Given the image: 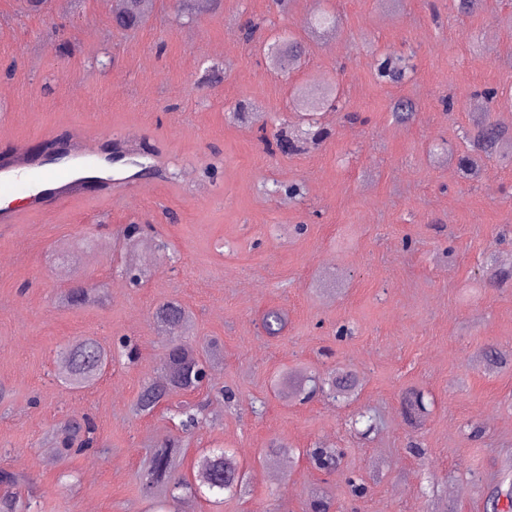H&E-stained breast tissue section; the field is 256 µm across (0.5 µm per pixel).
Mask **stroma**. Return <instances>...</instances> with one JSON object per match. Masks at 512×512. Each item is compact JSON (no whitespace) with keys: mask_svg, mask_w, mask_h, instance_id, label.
<instances>
[{"mask_svg":"<svg viewBox=\"0 0 512 512\" xmlns=\"http://www.w3.org/2000/svg\"><path fill=\"white\" fill-rule=\"evenodd\" d=\"M23 0H0V69L13 68L0 95V150L98 129L103 138L138 135L177 167V183L117 182L69 200L21 209L0 226V467L35 489L29 512H153L138 472L151 447L176 435L163 412L134 414L142 384L161 371L166 337L152 311L175 300L195 317L197 343L215 339L224 358L211 396L181 392L169 403L205 401L201 421L181 436V475L206 449L231 448L247 477L241 495L194 512H305L315 492L330 512H512L488 502L512 465V366L480 364L487 347L512 353V286L490 274L512 269V148H499L481 177L462 178L449 151H463L461 129L475 118L512 127V0H482L458 12L455 0H202L195 22L175 21L178 0H157L137 30L112 25V0H50L40 16ZM319 10L336 14L335 35L311 37ZM260 19L259 38L290 32L303 45L299 67L278 74L243 39ZM71 42L72 56L57 46ZM417 53L403 83L382 81V57ZM220 76L207 80L209 67ZM345 92L342 110L319 112L330 132L319 147L270 153L264 131L296 129L294 87ZM494 88V102L480 98ZM412 100L416 117L397 122L393 106ZM246 103L267 127L232 122ZM300 182L305 200L263 192ZM152 225L177 252L167 262L149 250L136 260L152 274L121 286L126 252L120 229ZM105 285L104 304L58 305L72 278ZM276 309L281 336L261 317ZM347 335H339V328ZM105 347L126 337L139 357H118L92 386L56 379V359L71 342ZM346 370L360 379L353 400L336 405L273 390L283 370ZM229 390L232 401L218 397ZM429 400L423 425L402 410L407 390ZM372 410L377 431L364 437L353 415ZM91 416L98 447L45 462L61 422ZM299 449L269 460L274 443ZM343 451L335 472L314 469L303 449ZM363 480L352 495L349 478Z\"/></svg>","mask_w":512,"mask_h":512,"instance_id":"1","label":"stroma"}]
</instances>
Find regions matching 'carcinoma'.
Listing matches in <instances>:
<instances>
[{
  "label": "carcinoma",
  "instance_id": "cac0c4a2",
  "mask_svg": "<svg viewBox=\"0 0 512 512\" xmlns=\"http://www.w3.org/2000/svg\"><path fill=\"white\" fill-rule=\"evenodd\" d=\"M198 0H179L177 21L187 23L197 16ZM300 55V43L290 33H283L267 45L266 57L272 65L287 69ZM414 73L412 56L399 54L394 57V66L379 69V76L400 83L408 80ZM297 105L306 112L308 127L301 132L304 140L319 143L328 132L316 125L313 115L324 108L339 109L340 95L333 87L321 95L313 96L307 88L294 89ZM393 112L399 122H408L414 118L415 106L409 99H400L394 104ZM470 144L468 153L457 158V167L466 177L478 174L480 162L491 154L500 142L512 138V130L496 123L485 121L476 129L464 133ZM149 225L132 224L121 229L126 244L136 247L148 235ZM64 304L72 307L101 302L104 295L99 288L83 287L74 284L61 295ZM153 318L159 327L170 329L178 327L187 335H192L193 323L190 312L177 301H166L153 310ZM262 327L265 333L275 337L282 333L284 321L282 314L269 309L264 312ZM218 341L211 340L200 347L195 342L183 338L171 340L163 358V373L153 381L144 383L136 402L139 415H149L157 411L174 393L194 392L201 388L197 376L198 367L220 355ZM112 363V353L97 340L85 338L65 348L59 356L57 378L62 384L71 388H85L93 385ZM360 387L357 376L353 373L333 375L327 379L316 377L306 372H289L282 378L280 392L293 393L307 397L316 394L332 401L347 400ZM406 411L414 420L421 419L426 412L424 396L411 392L405 397ZM202 407L183 404L170 410V419H178L175 424L184 434L191 433L199 423ZM98 444L96 425L84 416L67 422L56 436V446L63 458L72 453H80ZM181 445L173 438H166L152 450L139 472L142 491L158 500L163 512H176L174 506L189 496L202 495L206 492L222 496L226 493L235 495L245 487V472L233 450L218 448L203 454L200 464L202 476L195 481L187 480L177 474V456ZM311 459L320 469L336 468L340 461V452L334 448H314L309 451ZM22 481V476L5 468H0V486L6 488L0 494V512H17V496L11 488Z\"/></svg>",
  "mask_w": 512,
  "mask_h": 512
}]
</instances>
